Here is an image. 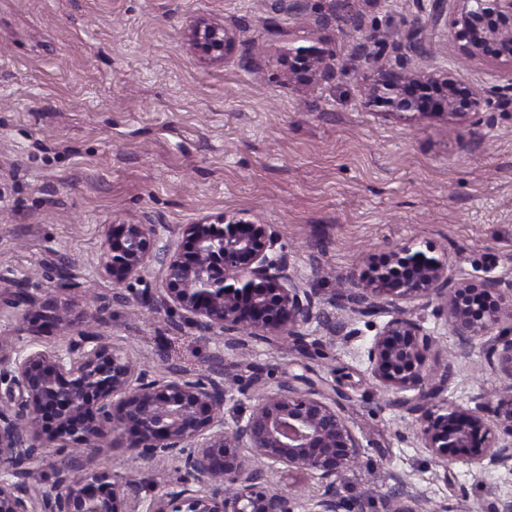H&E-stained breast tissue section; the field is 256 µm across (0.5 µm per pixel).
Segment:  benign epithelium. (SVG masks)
<instances>
[{
    "instance_id": "1",
    "label": "benign epithelium",
    "mask_w": 512,
    "mask_h": 512,
    "mask_svg": "<svg viewBox=\"0 0 512 512\" xmlns=\"http://www.w3.org/2000/svg\"><path fill=\"white\" fill-rule=\"evenodd\" d=\"M427 19L396 44V64L361 42L367 103L412 120L442 114L453 123L480 122L491 98L512 100L505 85L461 91L448 67L428 70L412 61L432 55L423 35L445 28L469 58L493 57L512 67V0H427ZM188 39L208 57L225 56L234 44L223 24L198 21ZM335 66L317 46L300 48L289 79L333 76ZM183 248L163 240L156 224H114L98 273L121 288L152 271L162 287L146 289L158 311L179 312L207 336L255 341H298L313 324L327 336L356 335V316L384 312L367 349L372 377L385 391L405 397L417 413L423 447L437 460L512 470V440L496 437L486 419L485 395L472 407L438 406L454 366H431L436 341L403 304L422 301L445 320L465 345L512 321V280H486L482 296L493 303L473 310L474 289L450 273L448 255L430 256L409 246L383 260L363 259L368 273L340 277L336 307L324 311L318 289L289 272L271 224L243 218H202L172 231ZM27 322L31 348L0 336V512H344L336 482L356 461L361 445L338 407L334 385L290 378L266 381L248 393V407L228 422L234 400L224 386L223 357L209 374L162 375L133 359L98 331L79 328L67 305L20 285L0 284V322ZM60 336L53 348L36 347L44 334ZM486 362L507 379L494 413L504 415L512 437V327L484 344ZM55 444L66 458L36 465L40 450ZM124 448L132 477L100 462L103 449ZM168 462L182 476L161 493L143 494L146 472ZM286 470L325 485L317 499L301 500L277 488L272 475ZM394 496L384 512H427Z\"/></svg>"
}]
</instances>
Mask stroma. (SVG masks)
<instances>
[{"label":"stroma","mask_w":512,"mask_h":512,"mask_svg":"<svg viewBox=\"0 0 512 512\" xmlns=\"http://www.w3.org/2000/svg\"><path fill=\"white\" fill-rule=\"evenodd\" d=\"M325 15L331 25L317 27ZM421 15L420 0H0V278L55 294L84 329L166 374L208 373L220 354L235 390L258 377L336 384L363 446L336 488L357 512H383L400 486L451 512H489L512 500V471L430 455L414 414L368 370L376 330L366 318L348 340L309 335L308 350L277 340L232 349L137 302L96 322L81 294L56 288L64 267L111 297L98 274L110 225L219 215L273 225L291 271L327 303L367 248L447 254L477 289L512 280V104L454 126L441 115L399 122L365 103L356 44L391 42ZM202 18L233 30L226 58L190 44ZM309 46L332 56L335 76L289 82L293 55ZM459 55L451 40L421 64L454 66L464 89L512 76ZM412 316L454 364L443 404L495 398L505 379L480 348L462 356L431 309Z\"/></svg>","instance_id":"35a3bbf8"}]
</instances>
